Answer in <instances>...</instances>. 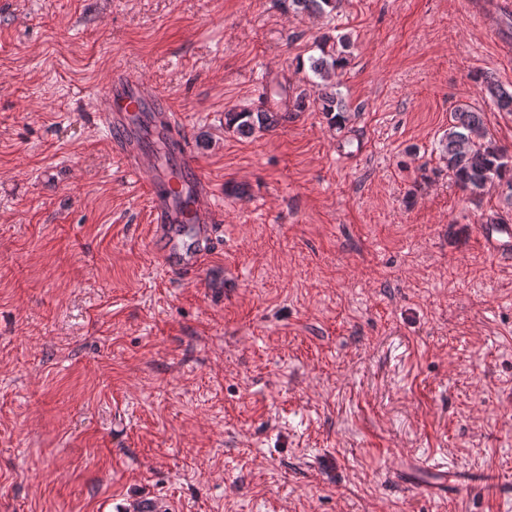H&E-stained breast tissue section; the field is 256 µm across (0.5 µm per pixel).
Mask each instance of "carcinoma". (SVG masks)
Returning a JSON list of instances; mask_svg holds the SVG:
<instances>
[{
	"label": "carcinoma",
	"instance_id": "obj_1",
	"mask_svg": "<svg viewBox=\"0 0 512 512\" xmlns=\"http://www.w3.org/2000/svg\"><path fill=\"white\" fill-rule=\"evenodd\" d=\"M288 2L300 12L325 14L336 10L339 0ZM345 63L343 54L336 55L325 50L322 56L309 58V70L315 77L313 84L321 90L319 110L328 124L338 129L345 126L348 115L332 88L335 87L333 79L336 71L343 68ZM477 81L498 109L512 112V92L502 89L483 75ZM287 118L286 112L242 109L224 113V127L240 135H252L257 131H267ZM440 155L457 185L473 195L481 194L489 183L505 182L509 189L505 201L512 208V157L488 138L482 113L467 107L457 109L448 132L440 140Z\"/></svg>",
	"mask_w": 512,
	"mask_h": 512
}]
</instances>
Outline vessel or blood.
<instances>
[{
  "label": "vessel or blood",
  "mask_w": 512,
  "mask_h": 512,
  "mask_svg": "<svg viewBox=\"0 0 512 512\" xmlns=\"http://www.w3.org/2000/svg\"><path fill=\"white\" fill-rule=\"evenodd\" d=\"M99 120L107 131L112 150L121 156L129 174L142 181L151 203L152 240L160 247V258L170 272L198 268L213 238L214 212L209 186L197 168L175 125L155 120L156 134L168 140L177 165L158 175L153 161L144 154L136 134L134 117L145 112L167 109L166 100L146 83L122 70H113L103 92L95 97ZM194 227L192 243H185L187 227ZM484 248L497 256L512 255V225H486ZM428 477L429 489L443 497L469 484L467 472L448 463L417 461L402 471L405 483H418Z\"/></svg>",
  "instance_id": "obj_1"
}]
</instances>
